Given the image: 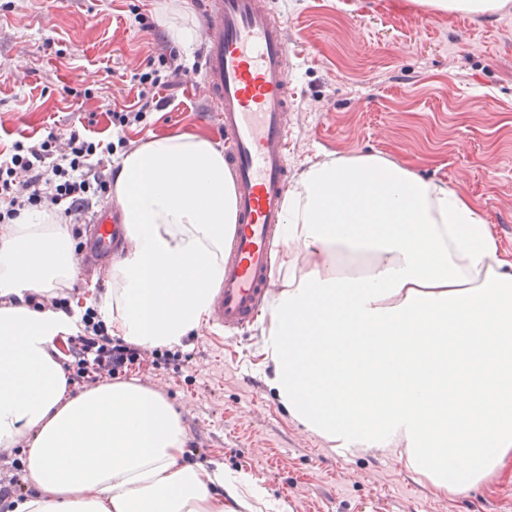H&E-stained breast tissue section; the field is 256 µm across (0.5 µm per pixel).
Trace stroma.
Returning a JSON list of instances; mask_svg holds the SVG:
<instances>
[{"instance_id": "obj_1", "label": "stroma", "mask_w": 512, "mask_h": 512, "mask_svg": "<svg viewBox=\"0 0 512 512\" xmlns=\"http://www.w3.org/2000/svg\"><path fill=\"white\" fill-rule=\"evenodd\" d=\"M160 0H0V153L19 135L83 128L116 138L109 112L159 68ZM288 28V180L356 155L409 163L469 196L512 254V7L489 17L433 13L419 0H266ZM150 30H142L138 15ZM131 145L151 136L224 139L197 74L169 90ZM263 324L224 338L209 324L179 345L184 365L127 372L181 410L196 461L267 491L251 512H512V471L438 498L399 451L337 453L268 389Z\"/></svg>"}]
</instances>
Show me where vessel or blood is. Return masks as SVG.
Returning a JSON list of instances; mask_svg holds the SVG:
<instances>
[{
	"label": "vessel or blood",
	"mask_w": 512,
	"mask_h": 512,
	"mask_svg": "<svg viewBox=\"0 0 512 512\" xmlns=\"http://www.w3.org/2000/svg\"><path fill=\"white\" fill-rule=\"evenodd\" d=\"M208 20L202 85L227 143L237 230L224 251V278L211 323L238 332L253 324L271 287L270 253L285 221L290 125L289 43L284 22L264 0H200ZM84 234L89 257H104L122 237L117 216L100 211Z\"/></svg>",
	"instance_id": "b4317fda"
}]
</instances>
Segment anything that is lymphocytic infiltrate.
<instances>
[{"label": "lymphocytic infiltrate", "mask_w": 512, "mask_h": 512, "mask_svg": "<svg viewBox=\"0 0 512 512\" xmlns=\"http://www.w3.org/2000/svg\"><path fill=\"white\" fill-rule=\"evenodd\" d=\"M111 141L73 129L15 141L0 154V223L11 224L21 212L44 209L66 223H83L93 207L108 198L112 186ZM68 385L83 386L142 366L159 365L158 351L112 337L107 326L86 308L76 334L66 341Z\"/></svg>", "instance_id": "obj_1"}]
</instances>
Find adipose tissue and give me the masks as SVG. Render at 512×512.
Masks as SVG:
<instances>
[{"label": "adipose tissue", "instance_id": "1", "mask_svg": "<svg viewBox=\"0 0 512 512\" xmlns=\"http://www.w3.org/2000/svg\"><path fill=\"white\" fill-rule=\"evenodd\" d=\"M129 247L98 314L112 335L171 346L207 318L236 226L224 154L152 136L116 163ZM266 381L306 430L343 452L401 449L439 497L512 458V255L470 197L375 156L311 165L284 200ZM61 225L0 227V447L30 441L32 491L14 512H238L266 490L184 460L179 411L134 381L69 394L55 341L77 318L26 303L72 286Z\"/></svg>", "mask_w": 512, "mask_h": 512}]
</instances>
